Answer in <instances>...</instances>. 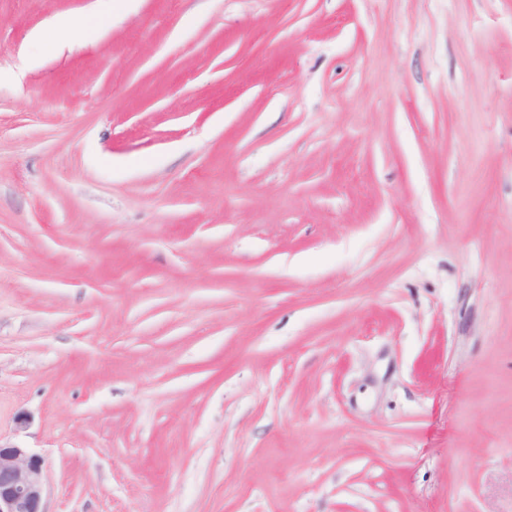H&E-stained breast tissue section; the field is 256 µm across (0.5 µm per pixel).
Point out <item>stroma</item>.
Listing matches in <instances>:
<instances>
[{
	"instance_id": "obj_1",
	"label": "stroma",
	"mask_w": 512,
	"mask_h": 512,
	"mask_svg": "<svg viewBox=\"0 0 512 512\" xmlns=\"http://www.w3.org/2000/svg\"><path fill=\"white\" fill-rule=\"evenodd\" d=\"M101 9L0 0L47 512H512V0Z\"/></svg>"
}]
</instances>
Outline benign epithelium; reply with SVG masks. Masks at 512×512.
Listing matches in <instances>:
<instances>
[{
    "label": "benign epithelium",
    "instance_id": "7a95c632",
    "mask_svg": "<svg viewBox=\"0 0 512 512\" xmlns=\"http://www.w3.org/2000/svg\"><path fill=\"white\" fill-rule=\"evenodd\" d=\"M43 460L31 449L0 443V512H45Z\"/></svg>",
    "mask_w": 512,
    "mask_h": 512
}]
</instances>
